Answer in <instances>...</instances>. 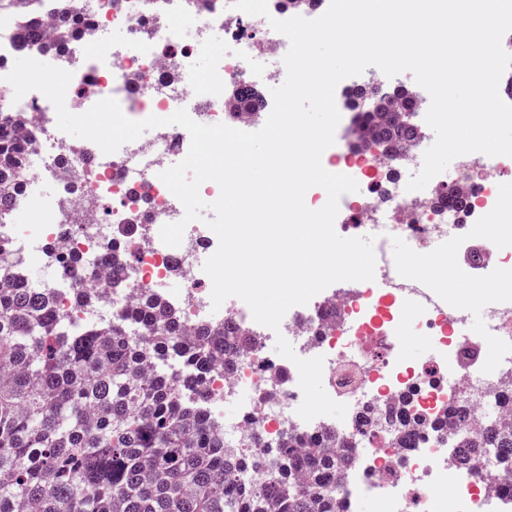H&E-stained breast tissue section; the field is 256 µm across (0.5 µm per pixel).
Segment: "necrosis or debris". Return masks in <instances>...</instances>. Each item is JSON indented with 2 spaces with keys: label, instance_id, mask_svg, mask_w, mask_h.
Listing matches in <instances>:
<instances>
[{
  "label": "necrosis or debris",
  "instance_id": "4bbe7bcc",
  "mask_svg": "<svg viewBox=\"0 0 512 512\" xmlns=\"http://www.w3.org/2000/svg\"><path fill=\"white\" fill-rule=\"evenodd\" d=\"M230 2L198 7L191 0H71L72 14L85 25L69 49L68 110L81 114L111 97L133 120L164 118L183 108L196 122L212 125L224 122V101L234 90L257 97L238 124H265L272 105L257 91L278 81L283 70L278 66L258 78L251 63L259 56L279 62L289 48L270 19H313L330 0H311L302 9L290 0H268L265 18L231 9ZM111 28L122 33L121 41H105ZM216 31L222 34L217 42ZM190 32L191 43L185 39ZM202 50L212 55V69L185 83ZM384 86L367 69L336 101L345 136L329 165L355 179L359 190L340 198L335 230L345 238L372 236L382 245L397 239L422 258L440 251L454 255L461 285L494 291L482 339L466 329V305L449 288L447 268L433 269L423 284L385 253L376 258L373 280L324 289L308 304L290 308L276 332L255 322L239 298L213 309V285L203 265L218 247L214 232L192 223L180 246L160 239L161 227L179 221L184 207L159 174L171 157L188 151V132L160 127L151 138L106 154L59 130L53 104L37 91L18 100L0 96V112L32 143L26 181L12 194V212L24 220L1 226L0 242L22 258L17 278L50 290L57 311L81 324L108 323L152 296L178 310L187 329L206 324L254 338L253 348L237 349L227 368L205 377L199 388L205 418L223 436L226 451L238 458L263 456L270 467L276 458L263 452L262 443L288 435L317 446L332 443L348 462L336 480V512H360L365 501L378 503L380 512H512V471L491 458L475 474L459 461L462 438L490 424H512V225L486 231L491 217L512 203L503 180L512 174V157L487 163L478 153L462 155L425 191H407L406 173L421 168L433 143L425 121L428 100L412 90L410 134L393 147L369 135L357 96ZM73 257L90 272L118 273L119 287L93 304H76L75 294L87 282L72 279L66 262ZM41 263L54 268V277L27 279ZM174 277L183 284L176 294L165 286ZM280 336L300 358L323 357L322 384L346 404L344 419L307 422L298 416V370L269 352ZM416 341L433 347L419 366L407 358Z\"/></svg>",
  "mask_w": 512,
  "mask_h": 512
}]
</instances>
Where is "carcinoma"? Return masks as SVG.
I'll return each instance as SVG.
<instances>
[{
    "label": "carcinoma",
    "instance_id": "cac0c4a2",
    "mask_svg": "<svg viewBox=\"0 0 512 512\" xmlns=\"http://www.w3.org/2000/svg\"><path fill=\"white\" fill-rule=\"evenodd\" d=\"M20 28L23 47L41 37L33 10ZM77 37L66 24L44 49ZM397 99L412 107L396 89L369 115L385 139L407 134L390 117ZM25 154L0 115V226L11 222L6 192L20 188ZM13 269L0 251V512H336V449L302 454L290 437L264 491L245 493L237 478L250 462L224 455V439L190 397L214 361L249 340L206 326L189 340L171 308L151 300L133 311L156 332L146 345L129 342L120 321L69 334L52 297L18 287ZM168 355L183 364L176 377L140 375L143 363ZM462 447L468 465L494 450L512 466V428L491 427Z\"/></svg>",
    "mask_w": 512,
    "mask_h": 512
}]
</instances>
